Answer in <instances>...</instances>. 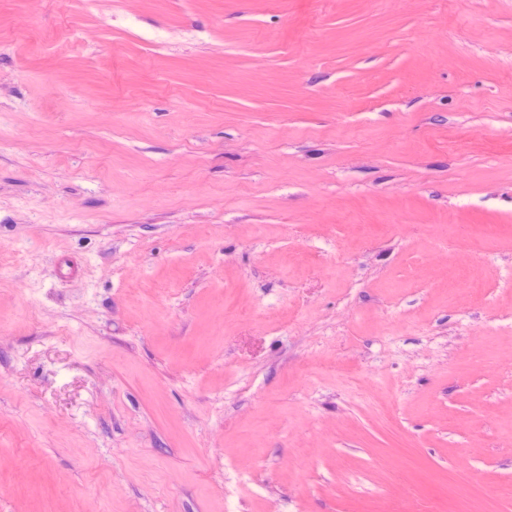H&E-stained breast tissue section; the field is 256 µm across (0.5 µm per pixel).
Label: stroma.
Returning a JSON list of instances; mask_svg holds the SVG:
<instances>
[{
    "mask_svg": "<svg viewBox=\"0 0 512 512\" xmlns=\"http://www.w3.org/2000/svg\"><path fill=\"white\" fill-rule=\"evenodd\" d=\"M0 512H512V0H0Z\"/></svg>",
    "mask_w": 512,
    "mask_h": 512,
    "instance_id": "1",
    "label": "stroma"
}]
</instances>
